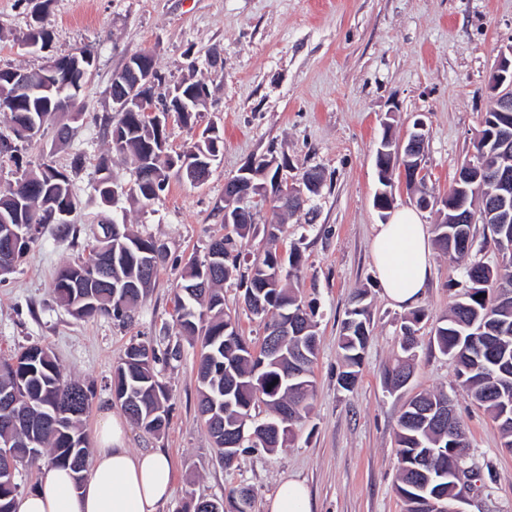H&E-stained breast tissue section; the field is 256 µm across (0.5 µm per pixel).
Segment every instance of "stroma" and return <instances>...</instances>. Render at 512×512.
<instances>
[{
	"mask_svg": "<svg viewBox=\"0 0 512 512\" xmlns=\"http://www.w3.org/2000/svg\"><path fill=\"white\" fill-rule=\"evenodd\" d=\"M31 21L18 0H0V68L22 69L40 55L88 46L96 54L77 107L71 139L46 130L22 147L17 160L0 161V190L28 164L48 159L67 170L79 200L72 217L77 236L62 240L46 225L15 271L0 283V356L39 344L63 373L92 386L85 418L93 432L103 412L120 413L107 384L130 343L156 352L179 344L178 360L157 363L170 394V420L158 436L129 426L127 446L164 448L175 465L165 512H184L194 499H225L253 489L252 512L281 481L307 484L315 512H402L396 492V432L405 401L422 390L445 388L479 463H490L488 487L466 494L465 512H512V453L500 444L490 416L457 384L447 356L433 344L434 319L458 294L461 266L434 255L431 281L418 308L414 373L405 389L388 392L384 373L400 352L401 325L411 318L382 297L370 258L372 229L382 218L373 206L379 187L376 152L383 133L402 140L416 119L427 128L426 185L445 196L470 158L481 118L491 105L487 81L500 48L512 41V0H52L46 50L26 46ZM155 53L168 84L205 82L210 99L197 123L171 121L169 145L183 150L209 125L224 149L204 185L171 180L161 200L138 205L102 200L93 189L100 157L111 159L114 180L131 166L111 151L104 121L114 114L113 74L136 51ZM223 61V70L209 59ZM82 153L83 164L71 159ZM287 156L289 178L319 169L324 181L313 203L315 220L287 219L284 244L302 256L299 291L313 307L320 352L310 413L287 446L248 448L233 465L219 459L197 411L199 347L182 338L174 289L183 263L223 233L224 182L259 156ZM116 218L164 245L167 257L132 322L106 316L80 320L51 296L64 264L87 254L102 219ZM369 293L372 335L357 386L343 390L337 339L352 294Z\"/></svg>",
	"mask_w": 512,
	"mask_h": 512,
	"instance_id": "obj_1",
	"label": "stroma"
}]
</instances>
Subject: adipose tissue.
<instances>
[{
  "mask_svg": "<svg viewBox=\"0 0 512 512\" xmlns=\"http://www.w3.org/2000/svg\"><path fill=\"white\" fill-rule=\"evenodd\" d=\"M371 260L385 298L395 307L418 305L434 263L431 235L415 209L402 208L375 225ZM88 477L75 484L70 470L51 468L32 491L18 495L15 512H163L174 491L173 464L160 448L126 446L124 421L102 414L93 433Z\"/></svg>",
  "mask_w": 512,
  "mask_h": 512,
  "instance_id": "ef3b65f1",
  "label": "adipose tissue"
}]
</instances>
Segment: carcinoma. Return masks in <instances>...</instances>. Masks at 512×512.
I'll use <instances>...</instances> for the list:
<instances>
[{
  "instance_id": "1",
  "label": "carcinoma",
  "mask_w": 512,
  "mask_h": 512,
  "mask_svg": "<svg viewBox=\"0 0 512 512\" xmlns=\"http://www.w3.org/2000/svg\"><path fill=\"white\" fill-rule=\"evenodd\" d=\"M51 31L44 24L30 26L26 41L45 48L51 41ZM95 58L90 48H77L59 57L61 80L77 89L65 95L59 93L56 82L41 83L37 90L23 101H14L10 85V70L0 69V112L10 114L12 132L41 119L60 107L76 109L83 82L74 76L85 70L90 74ZM207 91L203 82H181L173 86L169 103L182 109L180 121L188 123L206 104L202 95ZM112 151L129 160L133 165L132 178L124 194L135 203H148L159 198L169 186L171 166L161 144L168 143L165 123H154L142 112H119L108 127ZM223 137L208 126L205 134L182 151V155L198 162L202 169L213 162ZM55 169L52 162L42 160L23 171L9 189L0 193V231L4 226H15L13 217L23 224L49 223L48 202L77 201L70 177ZM242 179L256 188L266 183L269 170L263 158L258 157L246 166ZM99 177L94 190L103 198L115 196V184L108 159H101ZM307 201H298L291 209L283 210L273 204L266 208L263 221H257L260 210L243 206L224 215V234L210 239L203 256L188 258L176 285L175 305L181 333L199 342L200 351L196 377L199 386L198 413L213 447L224 464L231 465L241 448L261 445L275 448L293 436L296 424L309 413L313 398V365L318 356V338L313 321L314 311L304 304L298 291L288 286L299 281L302 257L296 247L289 248L286 260L279 256L278 242L283 233V216L304 209ZM456 214L445 210L433 226L434 242L448 259L465 261L464 281L459 298L447 314L438 317L433 326V340L439 350L455 367L460 387L482 407L496 423L501 444H512V306L498 303L499 290L512 292V255L503 257L501 263L489 266L473 257L475 244L473 225L456 224ZM99 227L102 236L110 239L99 246L111 252L112 266L98 264L96 248L87 256L60 267L51 286L56 300L80 319L98 315L116 319L130 317L144 300L147 289L154 283L159 265L165 260L163 246L151 236L129 232L127 225H118L112 232L113 222L103 220ZM262 234L265 249L248 258L243 240ZM469 239L468 248L448 250L450 237ZM157 251L154 263H149L150 252ZM481 277L486 287L474 286L473 279ZM238 280L245 286L243 301L247 310L263 322L268 330L279 320L292 314L301 317L310 330L302 336H283L270 346L268 336H262L255 347L240 336L237 322L224 313V284ZM367 292L352 297L351 307L341 322L338 348L344 370L338 381L346 391L354 389L363 363L364 353L371 335V313L366 303ZM423 312L413 315L404 326L401 349L409 353L415 339L411 330L420 322ZM508 326L509 335L497 338L493 356L481 354L475 348L478 331L496 325ZM143 355L129 359L124 355L116 366L111 382L112 398L127 415L146 433L161 434L169 422L166 403L169 393L159 380L155 369V350L142 345ZM299 362L305 373L299 381H290L285 370ZM410 375L406 360L399 359L385 374V384L391 390L399 387L403 376ZM12 397L13 410L24 415V420L14 421L0 408V446H8L11 461L0 458V469L8 466L18 471L23 462L38 461L48 452V462L69 468L74 473L75 484L84 475L88 457V439L82 429L83 417L92 399V391L84 384L64 378L56 359L38 345L25 347L19 353L0 359V398ZM450 401L442 389L419 394L410 401L399 418L397 432L399 484L397 492L403 501L404 512H431L428 504L416 492L418 484L412 470L413 461L428 454L423 470L431 475L449 465L460 468L465 482L478 476L481 466L466 457L459 458L456 438L462 430L459 419L451 427H440L424 417L415 418V406H439ZM267 407V417L262 423L271 433L266 437H252L255 433L256 403ZM288 427V434L273 433L274 426ZM237 431V445L224 447L221 437L224 430ZM19 493L14 479L0 475V512H13V500Z\"/></svg>"
}]
</instances>
